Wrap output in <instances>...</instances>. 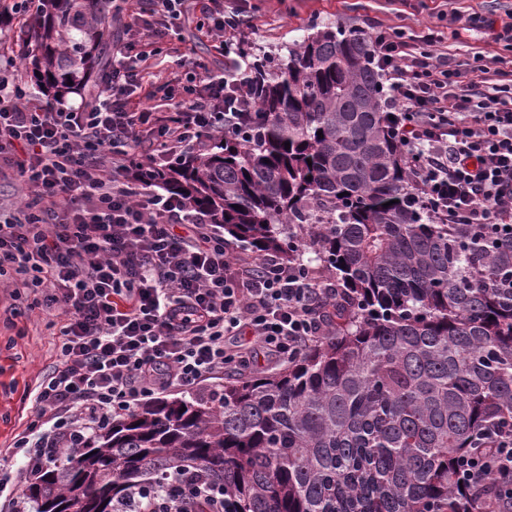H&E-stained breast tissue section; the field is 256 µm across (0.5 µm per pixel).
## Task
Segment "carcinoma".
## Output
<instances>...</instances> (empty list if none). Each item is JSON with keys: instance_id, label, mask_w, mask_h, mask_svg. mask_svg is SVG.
Segmentation results:
<instances>
[{"instance_id": "obj_1", "label": "carcinoma", "mask_w": 512, "mask_h": 512, "mask_svg": "<svg viewBox=\"0 0 512 512\" xmlns=\"http://www.w3.org/2000/svg\"><path fill=\"white\" fill-rule=\"evenodd\" d=\"M109 2L42 0L27 29L41 92L92 81ZM249 69L250 133L152 177L224 227L230 257L292 261L297 237L339 291L330 330L275 373L224 379L217 398L112 421L28 486L35 512H113L131 486L195 469L231 512H459L465 496L487 512L494 478L465 493L452 464L512 419V227L432 224L411 205L358 29L322 24Z\"/></svg>"}]
</instances>
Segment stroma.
Wrapping results in <instances>:
<instances>
[{
  "instance_id": "1",
  "label": "stroma",
  "mask_w": 512,
  "mask_h": 512,
  "mask_svg": "<svg viewBox=\"0 0 512 512\" xmlns=\"http://www.w3.org/2000/svg\"><path fill=\"white\" fill-rule=\"evenodd\" d=\"M253 23L251 45L278 59L311 33L330 22L358 27L374 19L390 27H405L421 35L428 28L444 31L448 18L441 0H248ZM49 314L30 309L27 301L0 298V449L21 431L31 407L27 388L56 360L59 339L47 323Z\"/></svg>"
}]
</instances>
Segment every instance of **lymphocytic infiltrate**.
<instances>
[{
  "mask_svg": "<svg viewBox=\"0 0 512 512\" xmlns=\"http://www.w3.org/2000/svg\"><path fill=\"white\" fill-rule=\"evenodd\" d=\"M131 34L116 45L94 104L38 98L19 75L26 45L0 49V290L61 316L57 361L33 389L32 414L0 456V512H31L37 479L88 435L144 403L220 383L257 359L284 364L326 336L336 291L295 260L224 253V230L127 165L173 163L228 129L253 125L250 72L234 54L252 25L240 0H119ZM224 58L161 76L163 108L139 107V76L190 8ZM382 109L406 157L416 203L434 224L512 225V66L473 52L460 61L442 32L363 29ZM21 459L14 471L13 459ZM458 485L497 481L512 512V427L492 424L457 457ZM225 512L222 490L185 476L136 485L116 512Z\"/></svg>",
  "mask_w": 512,
  "mask_h": 512,
  "instance_id": "f902f5d3",
  "label": "lymphocytic infiltrate"
}]
</instances>
